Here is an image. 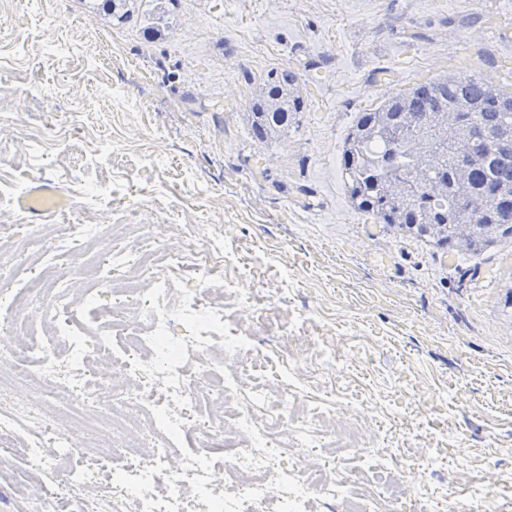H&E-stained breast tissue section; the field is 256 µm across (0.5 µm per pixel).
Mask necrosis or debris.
Masks as SVG:
<instances>
[{
    "mask_svg": "<svg viewBox=\"0 0 512 512\" xmlns=\"http://www.w3.org/2000/svg\"><path fill=\"white\" fill-rule=\"evenodd\" d=\"M111 203L108 182L76 184L69 221L60 236L88 246L97 230L86 212L87 197ZM142 234L136 245L112 241L113 281L132 279L136 307L100 300L97 288L55 285L37 304L26 305L11 290L0 291V367L23 363L29 382L23 412L0 401V430H20V442L0 440V457L21 456L25 475L53 480L24 497L22 512H392L417 485L402 465L385 466L365 489L311 461L308 443L335 448L376 466L378 450L362 408L322 413L302 404L290 386L256 382L255 359L246 341L224 333V312L248 319L264 316L251 289L225 286L219 299L201 301L224 276L228 249L223 237L198 225L199 243L179 239L171 225L157 223L154 209H128ZM190 265L200 287L168 306L171 281L165 265ZM91 315L87 337L72 325ZM66 396L93 412L115 454L75 462L82 439L52 418L48 408ZM213 419L198 422L200 408ZM190 438L193 451L174 454ZM287 449V473L270 478L271 449Z\"/></svg>",
    "mask_w": 512,
    "mask_h": 512,
    "instance_id": "1",
    "label": "necrosis or debris"
}]
</instances>
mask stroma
Wrapping results in <instances>:
<instances>
[{
    "mask_svg": "<svg viewBox=\"0 0 512 512\" xmlns=\"http://www.w3.org/2000/svg\"><path fill=\"white\" fill-rule=\"evenodd\" d=\"M173 34L149 41L138 22L110 30L80 0H33L0 11V85L27 110L0 119V138L34 137L0 160V198L14 182L68 188L93 175L100 137L117 161L105 171L112 208L103 241L126 206L153 205L164 224L204 215L233 253L225 281L247 280L268 317L228 313L229 335L250 337L269 377L293 352L333 345L336 371L298 381L317 409L365 405L379 449L424 469L415 498L395 512H448L449 496L487 489L483 512H512V237L472 254L405 237L361 214L340 167L359 112L420 79L469 74L512 96V0H175ZM56 63L39 57L49 14ZM117 37L97 68L99 37ZM300 73L307 107L287 137L253 138L248 102L270 70ZM120 94L106 97L108 83ZM54 95L63 114L41 110ZM57 276L93 284L108 250L68 245Z\"/></svg>",
    "mask_w": 512,
    "mask_h": 512,
    "instance_id": "obj_1",
    "label": "stroma"
}]
</instances>
